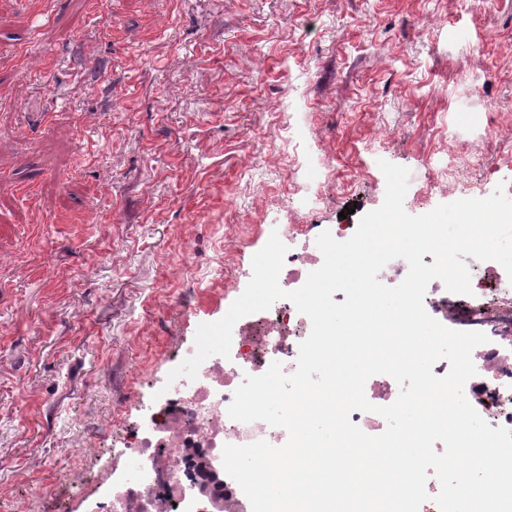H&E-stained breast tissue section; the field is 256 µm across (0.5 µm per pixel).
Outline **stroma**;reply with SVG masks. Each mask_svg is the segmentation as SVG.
Instances as JSON below:
<instances>
[{
  "label": "stroma",
  "instance_id": "obj_1",
  "mask_svg": "<svg viewBox=\"0 0 512 512\" xmlns=\"http://www.w3.org/2000/svg\"><path fill=\"white\" fill-rule=\"evenodd\" d=\"M382 160L412 215L512 184V0H0V512H97L271 232L359 223Z\"/></svg>",
  "mask_w": 512,
  "mask_h": 512
}]
</instances>
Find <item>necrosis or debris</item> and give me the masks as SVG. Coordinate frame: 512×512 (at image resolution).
<instances>
[{
  "mask_svg": "<svg viewBox=\"0 0 512 512\" xmlns=\"http://www.w3.org/2000/svg\"><path fill=\"white\" fill-rule=\"evenodd\" d=\"M290 254L279 274L286 292L300 288L323 258L308 249L290 225L282 238ZM502 267L490 262L471 275L472 293L456 309L441 281H432L424 297L427 312L440 323L456 314L465 331L484 333L488 341L476 347L472 360L476 376L465 385L468 401L483 399L491 427L512 429V367L487 379V363L502 336L512 328V289L504 287ZM310 319L286 298L269 309L241 318L232 331L229 357L214 355L198 368L195 379H176L160 404H145V421L123 438L120 480L102 512H252L249 499L225 472V445L264 440L284 445L288 432L262 421L233 420L228 408L245 375L263 374L271 363L285 373L296 368L299 345L311 332Z\"/></svg>",
  "mask_w": 512,
  "mask_h": 512,
  "instance_id": "obj_1",
  "label": "necrosis or debris"
}]
</instances>
